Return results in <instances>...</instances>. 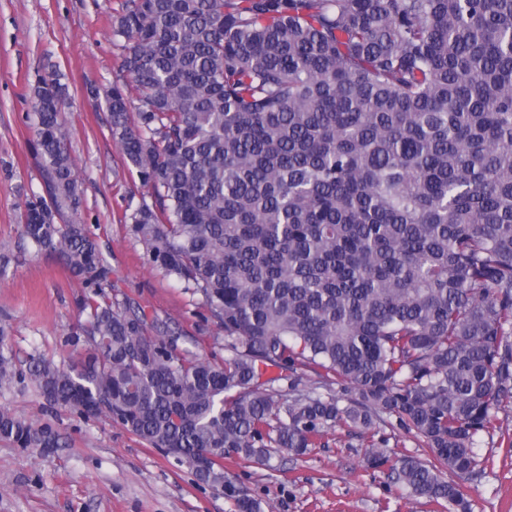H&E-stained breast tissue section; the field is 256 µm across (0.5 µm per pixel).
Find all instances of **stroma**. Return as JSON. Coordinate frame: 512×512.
I'll use <instances>...</instances> for the list:
<instances>
[{
  "label": "stroma",
  "mask_w": 512,
  "mask_h": 512,
  "mask_svg": "<svg viewBox=\"0 0 512 512\" xmlns=\"http://www.w3.org/2000/svg\"><path fill=\"white\" fill-rule=\"evenodd\" d=\"M118 0H0V251L13 261L0 278V327L18 368L30 356L61 362L78 349L67 344L79 320L83 288L62 257L23 248L27 195L43 183L27 125L29 95L39 75L57 71L69 88L63 110L82 182L77 219L109 246L119 289L149 317L169 323L180 350L223 359L222 333L205 323L199 297L151 269L141 245L121 221L145 196L112 141L109 114L90 88L124 83L122 50L111 36V7ZM35 422H51L65 445L49 453L21 451L0 442V512H237L234 498L199 483L174 457L117 424L84 421L67 409H48L32 385L0 388V406ZM501 434L477 437L482 474L467 482L471 512H512V411ZM376 439L390 456L427 459L421 440L395 420L378 423ZM309 455H283L269 464L224 459V474L258 500L262 512H443L414 498L389 478L388 468L363 461L365 441L339 426Z\"/></svg>",
  "instance_id": "1"
}]
</instances>
